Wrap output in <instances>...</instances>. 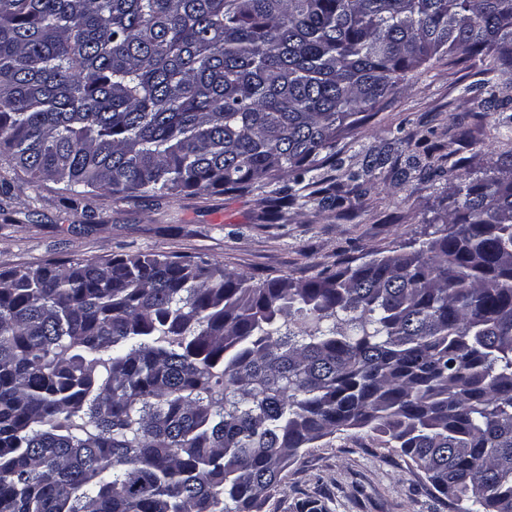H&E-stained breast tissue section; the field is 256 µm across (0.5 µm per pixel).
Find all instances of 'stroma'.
I'll return each mask as SVG.
<instances>
[{
  "label": "stroma",
  "instance_id": "obj_1",
  "mask_svg": "<svg viewBox=\"0 0 512 512\" xmlns=\"http://www.w3.org/2000/svg\"><path fill=\"white\" fill-rule=\"evenodd\" d=\"M478 61L461 54L412 72L372 118L338 141L335 172L343 198L314 195L267 220L270 186L244 194H87L70 200L60 185L32 183L0 155V271L49 261L162 253L218 260L255 278L305 280L350 259L388 254L435 231L455 196L447 177H424L427 139L449 160H471V179L495 165L512 169V78L481 93ZM372 166L371 180L348 171ZM320 500L328 512H447L425 475L367 429L340 432L292 463L263 512H296Z\"/></svg>",
  "mask_w": 512,
  "mask_h": 512
}]
</instances>
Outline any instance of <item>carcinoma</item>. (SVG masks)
Instances as JSON below:
<instances>
[{
	"instance_id": "1",
	"label": "carcinoma",
	"mask_w": 512,
	"mask_h": 512,
	"mask_svg": "<svg viewBox=\"0 0 512 512\" xmlns=\"http://www.w3.org/2000/svg\"><path fill=\"white\" fill-rule=\"evenodd\" d=\"M512 75V0H0V154L73 197L335 204L336 142L429 61ZM307 280L138 253L0 271V512H262L377 433L453 512H512V174Z\"/></svg>"
}]
</instances>
